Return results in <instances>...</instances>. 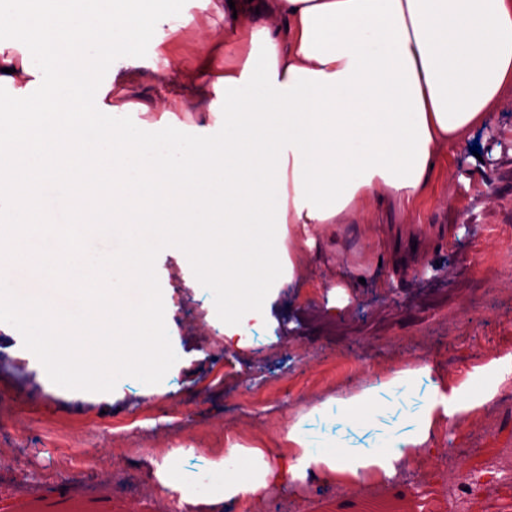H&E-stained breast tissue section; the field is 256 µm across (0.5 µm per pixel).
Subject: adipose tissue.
<instances>
[{
    "label": "adipose tissue",
    "instance_id": "ef3b65f1",
    "mask_svg": "<svg viewBox=\"0 0 512 512\" xmlns=\"http://www.w3.org/2000/svg\"><path fill=\"white\" fill-rule=\"evenodd\" d=\"M34 0L33 18L1 17L15 38L0 43V203L12 208L0 247V309L24 312L35 352L67 346L71 338L108 336L113 355L109 377L130 374L140 356L123 310L162 328L163 305L149 286L154 251L180 246L206 265L200 285L215 293L225 326L260 313L270 289L294 275L293 253L315 241L322 224H342L359 201L387 195L414 206L438 165L441 146H455L512 89V0H200L202 10L228 20L224 46L204 38L197 60L176 61L165 77L168 93L143 112L186 110L221 122L217 141L190 139L182 127L156 129L146 139L139 128L114 131L101 125L95 137L77 128L60 133L61 109L122 112L129 108L127 79L101 80L94 64L63 76L60 93L36 99L25 92L52 62L46 41H70L72 53L96 56L123 51L135 59L131 16L113 11L85 21ZM229 63L218 67L216 51ZM39 108L44 121L29 135L27 116ZM108 157L111 175L101 180L97 159ZM107 185L112 206L133 213L147 206L159 236H144L134 248L113 246L106 258L125 281L121 288L81 289L62 297L66 278L80 279L77 260L84 236L51 229L33 212L34 196L46 208L69 203L84 190ZM224 205V233L204 220L211 199ZM397 375L346 399H325L288 430L302 453L289 473H339L332 452L306 448L309 422L337 411L349 414L388 405L396 390L412 388ZM433 408L425 406L419 431L386 441L347 470L364 482L371 469L394 474L407 451L422 446ZM277 471L265 458L216 463L195 488L182 490L176 469L165 471L181 495L179 512H208L221 502L259 495Z\"/></svg>",
    "mask_w": 512,
    "mask_h": 512
}]
</instances>
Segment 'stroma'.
I'll use <instances>...</instances> for the list:
<instances>
[{
    "mask_svg": "<svg viewBox=\"0 0 512 512\" xmlns=\"http://www.w3.org/2000/svg\"><path fill=\"white\" fill-rule=\"evenodd\" d=\"M142 10L158 25L138 43L135 100L161 87L164 60L195 57L200 33L224 26L198 0H145ZM439 154L413 209L389 196L320 225L293 284L271 290L245 338L225 337L224 314L187 276L183 252L158 249L151 281L166 355L151 381L99 384L108 338L33 357L16 314L1 316L0 512H177L160 468L201 479L234 445L286 467L299 412L409 370L413 391L387 408L340 413L308 433L311 445L335 442L346 465L411 431L432 403L414 462L355 495L310 476L273 480L234 512H358L376 500L395 512H512V376L501 371L512 355V91L485 127ZM69 360L94 382L50 386ZM445 397L461 403L455 417L439 410ZM451 448L459 465L499 480L456 499L451 477L433 474Z\"/></svg>",
    "mask_w": 512,
    "mask_h": 512,
    "instance_id": "35a3bbf8",
    "label": "stroma"
}]
</instances>
